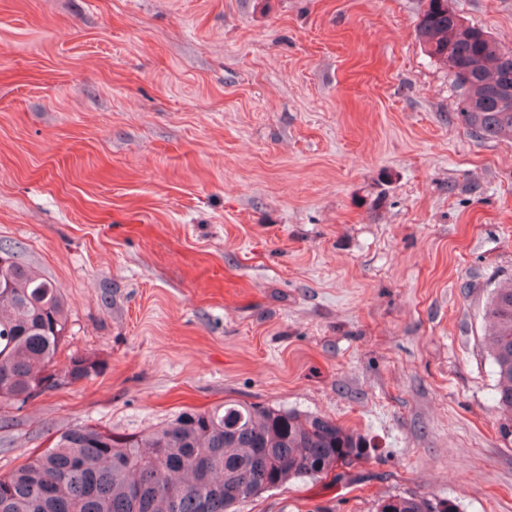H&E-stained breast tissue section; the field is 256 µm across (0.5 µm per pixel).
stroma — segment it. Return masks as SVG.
Listing matches in <instances>:
<instances>
[{
    "label": "stroma",
    "instance_id": "stroma-1",
    "mask_svg": "<svg viewBox=\"0 0 512 512\" xmlns=\"http://www.w3.org/2000/svg\"><path fill=\"white\" fill-rule=\"evenodd\" d=\"M512 48V0H450ZM421 0H0V245L62 289L56 357L0 406V475L92 425L227 399L365 434L238 512H512L484 342L512 280V139L457 119ZM378 512H458V505L452 499L432 500L417 497L393 495L382 499Z\"/></svg>",
    "mask_w": 512,
    "mask_h": 512
}]
</instances>
